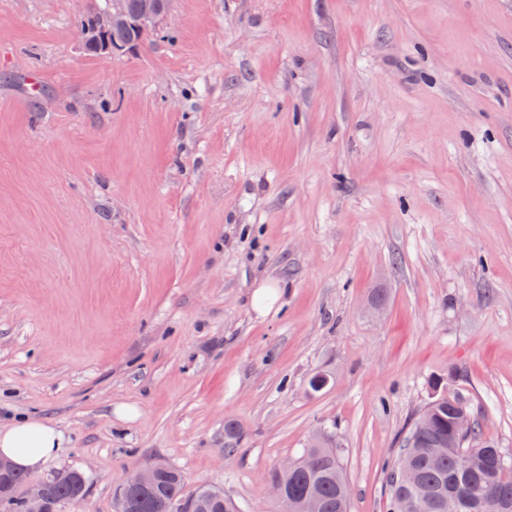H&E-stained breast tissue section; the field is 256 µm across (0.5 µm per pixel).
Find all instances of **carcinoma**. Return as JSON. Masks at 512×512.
Returning <instances> with one entry per match:
<instances>
[{
    "label": "carcinoma",
    "instance_id": "1",
    "mask_svg": "<svg viewBox=\"0 0 512 512\" xmlns=\"http://www.w3.org/2000/svg\"><path fill=\"white\" fill-rule=\"evenodd\" d=\"M444 379L432 381L434 402L430 423L422 430L412 424L405 439L403 452L391 468L389 475L386 512H400L401 499L407 488L394 482V475L407 471L413 486L433 495L442 502L438 509L421 512H452L449 504L462 491L482 500V512H512V452L500 448L493 440L482 437L480 424H475L470 437L471 451L476 455L466 467L461 463L457 449L451 447L456 439L455 424L460 412L458 396L444 392ZM445 448L444 455L434 452ZM299 468L291 471L275 470L273 479L284 486L290 500L307 498L312 488L318 490L317 512H348L345 501L347 481L340 457L334 448H305ZM27 477L23 473L0 472V512H24L21 488ZM45 498L51 509L71 500H83L86 480L78 472L65 479L44 484ZM127 512H173L178 503L191 504V512H236L234 503L217 488H197L184 494L182 474L171 467L147 486H128L120 490Z\"/></svg>",
    "mask_w": 512,
    "mask_h": 512
}]
</instances>
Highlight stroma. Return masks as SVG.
<instances>
[{
  "label": "stroma",
  "mask_w": 512,
  "mask_h": 512,
  "mask_svg": "<svg viewBox=\"0 0 512 512\" xmlns=\"http://www.w3.org/2000/svg\"><path fill=\"white\" fill-rule=\"evenodd\" d=\"M104 6L0 0V422L67 439L29 481L284 512L321 432L382 512L437 376L512 449V0H171L90 55ZM161 462L151 464L149 467L131 473L124 484L147 485L151 483L156 474L161 473L147 486H128L122 488V499H117L116 512H188L190 506L184 504L173 511L178 503H190L191 512H236L234 503L224 496V492L217 488H197L189 496L184 494V479L175 468ZM168 469V470H167Z\"/></svg>",
  "instance_id": "35a3bbf8"
}]
</instances>
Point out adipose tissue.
I'll use <instances>...</instances> for the list:
<instances>
[{"label": "adipose tissue", "mask_w": 512, "mask_h": 512, "mask_svg": "<svg viewBox=\"0 0 512 512\" xmlns=\"http://www.w3.org/2000/svg\"><path fill=\"white\" fill-rule=\"evenodd\" d=\"M63 444V432L38 418L24 417L0 426V455L24 471L38 469L59 455Z\"/></svg>", "instance_id": "ef3b65f1"}]
</instances>
